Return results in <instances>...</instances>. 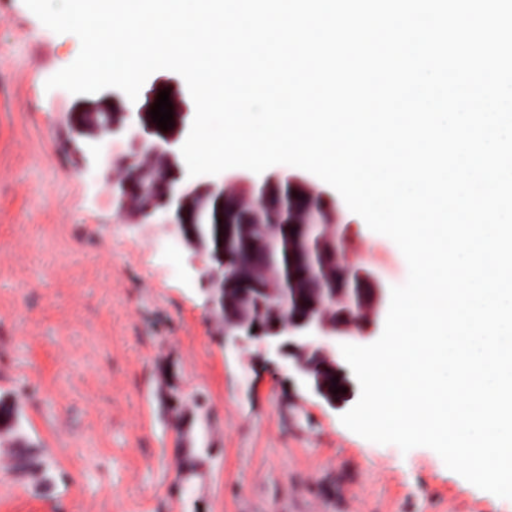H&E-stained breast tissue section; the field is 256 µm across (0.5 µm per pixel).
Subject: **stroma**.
<instances>
[{"instance_id":"1","label":"stroma","mask_w":512,"mask_h":512,"mask_svg":"<svg viewBox=\"0 0 512 512\" xmlns=\"http://www.w3.org/2000/svg\"><path fill=\"white\" fill-rule=\"evenodd\" d=\"M79 50L0 0V398L52 463L47 487L0 468V512H512L430 448L353 433L256 344L225 346L192 251L80 171L77 97L45 87ZM137 110L181 144L195 107L160 70Z\"/></svg>"}]
</instances>
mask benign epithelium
I'll use <instances>...</instances> for the list:
<instances>
[{"instance_id": "benign-epithelium-1", "label": "benign epithelium", "mask_w": 512, "mask_h": 512, "mask_svg": "<svg viewBox=\"0 0 512 512\" xmlns=\"http://www.w3.org/2000/svg\"><path fill=\"white\" fill-rule=\"evenodd\" d=\"M133 111L117 116L88 100L77 102L71 114L74 137L81 139L79 153L83 173L99 179L124 210L134 207L137 223L146 224L158 215L165 216L164 226L176 238L185 241L195 252L194 269L198 280L206 285L208 306L217 318L224 317V266H216L204 249L195 225L207 223V200L220 196L224 203L234 199L235 187L230 182H218L204 176L190 178L177 167V148L173 141L147 142V127L131 118ZM307 195L313 211L325 229H317L311 236L299 239L312 259L310 287L305 289L310 299V310L302 315H288L263 327L246 316L224 325V343L238 346L247 340H256L268 362L288 365L295 379L308 392L334 408L345 401L336 398L326 377L336 375L354 386L351 370L345 362L340 345L348 342H370L384 319L390 299L389 289L381 287L380 278L363 266V260H351L345 228L340 217L319 193L310 190ZM256 204L253 216L258 224H299L298 209L293 189L280 198L276 210L264 220L258 208L265 206V198L253 194ZM335 246L336 265L346 276L358 283L372 285L367 300L359 298L354 289L342 284L326 295L321 261L326 244ZM273 287L245 288L243 306L252 297L266 293L270 299L281 296L282 286L295 287L286 274L272 272ZM346 307L344 317L337 319L332 307Z\"/></svg>"}]
</instances>
